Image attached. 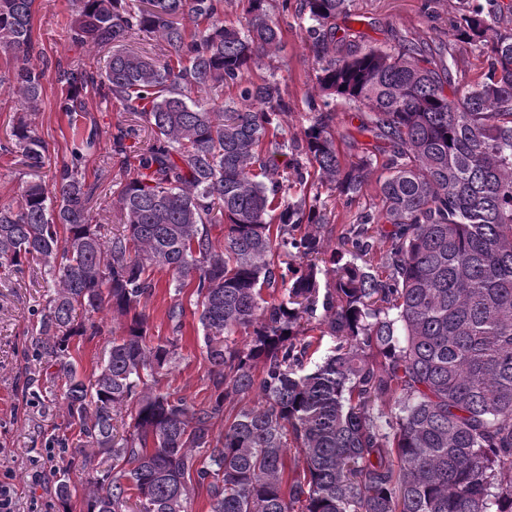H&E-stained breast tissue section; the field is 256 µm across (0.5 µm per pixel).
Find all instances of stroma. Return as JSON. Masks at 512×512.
Returning a JSON list of instances; mask_svg holds the SVG:
<instances>
[{
	"label": "stroma",
	"mask_w": 512,
	"mask_h": 512,
	"mask_svg": "<svg viewBox=\"0 0 512 512\" xmlns=\"http://www.w3.org/2000/svg\"><path fill=\"white\" fill-rule=\"evenodd\" d=\"M429 13H422V4ZM451 0H354L355 15L349 23L352 38L363 47H388L398 40L424 42L437 38L448 27ZM74 18L72 0H35L33 36L36 50L29 66L44 70L42 109L32 122L48 148L43 168L31 170L16 155L0 152V202L20 197L33 176L51 181L57 165L67 154L72 132L68 118L60 112L58 73L75 64L104 67L109 52L88 46L71 47L67 29ZM253 80L272 76L288 90L289 110L284 127L289 135H300L311 121L308 103L317 93L316 69L304 32L289 28L282 48L272 57L253 65ZM86 107L96 119L99 141L85 169L87 183L97 191L90 204L93 223L105 235L121 232L122 217L115 206L127 175L110 159L109 135L129 125L131 117L117 103L87 98ZM156 288L146 301L153 340L179 335L180 359L160 379L162 388L200 399L207 394L209 364L199 340V324L192 314L189 293L175 294L165 271L153 274ZM49 284L41 276H19L0 268V483L15 491V512H65L55 496L58 471L69 464L74 451L58 447L55 439L65 432L63 411L54 401L60 384L53 370L37 355L34 308L43 302ZM182 302L186 315L181 331H174L167 317L174 302ZM102 335L80 341L72 355L84 375H91L103 360L116 324L109 311L96 314Z\"/></svg>",
	"instance_id": "obj_1"
}]
</instances>
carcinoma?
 <instances>
[{
  "label": "carcinoma",
  "mask_w": 512,
  "mask_h": 512,
  "mask_svg": "<svg viewBox=\"0 0 512 512\" xmlns=\"http://www.w3.org/2000/svg\"><path fill=\"white\" fill-rule=\"evenodd\" d=\"M34 2L0 0L1 54L33 52ZM140 2L74 0L72 46L146 34L161 55L117 50L103 70H64L68 155L52 187L37 179L0 203V266L34 264L54 283L36 331L66 427L110 460L83 456L87 512H187L192 487L210 512H512V5L456 0L439 41L363 49L331 25L351 19L353 0H244L242 29L224 22L231 0ZM291 20L311 41L320 91L299 138L281 123L286 89L248 77ZM460 42L487 55L481 78L459 72ZM44 77L15 67L24 115L0 142L37 169L46 144L28 115ZM226 88L235 96L218 110ZM92 94L150 135L132 155L138 128L112 134L133 175L116 199L124 230L107 240L84 177ZM339 99L366 114L359 129L375 141L349 163ZM303 155L350 205L378 184L374 210L342 229L328 260L335 225L321 193L294 192L310 177ZM155 269L175 295L191 289L210 364L200 402L159 386L179 355L178 338L148 336ZM103 309L122 334L87 377L71 346L100 333ZM117 416L129 420L120 439ZM292 448L302 463L288 464ZM70 482L67 467L64 506Z\"/></svg>",
  "instance_id": "cac0c4a2"
}]
</instances>
